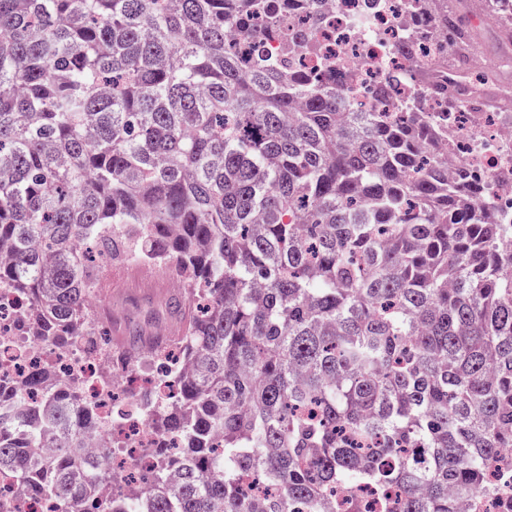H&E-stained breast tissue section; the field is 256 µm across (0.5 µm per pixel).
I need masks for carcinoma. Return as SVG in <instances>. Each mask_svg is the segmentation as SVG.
Wrapping results in <instances>:
<instances>
[{
  "mask_svg": "<svg viewBox=\"0 0 512 512\" xmlns=\"http://www.w3.org/2000/svg\"><path fill=\"white\" fill-rule=\"evenodd\" d=\"M441 51L386 111L312 53L326 0H0V287L18 323L82 340L98 260L164 268L190 368L140 399L137 493L87 452L97 419L47 365L0 392V473L62 512H462L512 448V219L427 149L471 40L407 0ZM279 50L271 53V44ZM110 486L115 492L104 495Z\"/></svg>",
  "mask_w": 512,
  "mask_h": 512,
  "instance_id": "cac0c4a2",
  "label": "carcinoma"
}]
</instances>
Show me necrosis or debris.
Here are the masks:
<instances>
[{"label": "necrosis or debris", "instance_id": "necrosis-or-debris-1", "mask_svg": "<svg viewBox=\"0 0 512 512\" xmlns=\"http://www.w3.org/2000/svg\"><path fill=\"white\" fill-rule=\"evenodd\" d=\"M414 32L406 0H386L383 7L369 0H336L316 43L321 56L333 59L338 72L352 71L347 94L358 102L371 101L377 83L389 74L409 73L429 62L436 42L420 40L414 56L395 55L392 46ZM455 167L483 179L494 208L512 213V113L495 112L490 102L473 98L448 114L444 140ZM24 301L14 292L0 289V382L13 383L41 364L57 367L79 387L84 403L93 407L100 438L113 444L111 465L140 473L149 470V450L154 437L144 428L142 413L133 398L140 392L168 393L172 383L170 364L151 359L150 371L123 357L103 361L90 357L75 345L51 354L26 336L14 320Z\"/></svg>", "mask_w": 512, "mask_h": 512}]
</instances>
